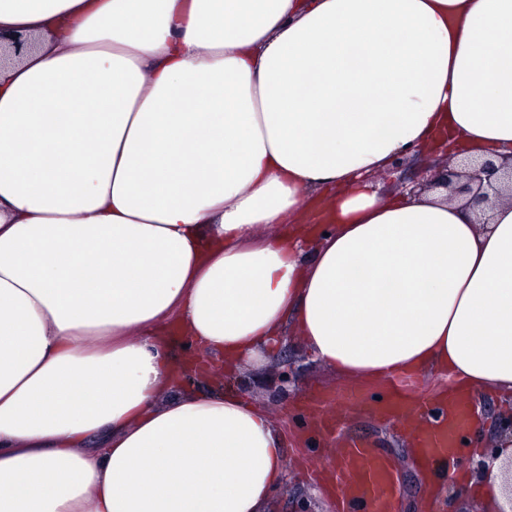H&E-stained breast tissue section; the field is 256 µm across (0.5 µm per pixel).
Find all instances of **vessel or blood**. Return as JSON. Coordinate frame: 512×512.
Masks as SVG:
<instances>
[{
  "label": "vessel or blood",
  "instance_id": "1",
  "mask_svg": "<svg viewBox=\"0 0 512 512\" xmlns=\"http://www.w3.org/2000/svg\"><path fill=\"white\" fill-rule=\"evenodd\" d=\"M405 394V385H393L390 395L378 409L379 414L399 416L409 408ZM411 408L427 418L426 425L413 432L416 460L427 463L465 455L462 437L470 426L466 399L452 394L446 401H419ZM336 480L341 490V512H396V472L386 455L370 443L350 441L337 461Z\"/></svg>",
  "mask_w": 512,
  "mask_h": 512
}]
</instances>
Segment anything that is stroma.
Listing matches in <instances>:
<instances>
[{
	"label": "stroma",
	"instance_id": "stroma-1",
	"mask_svg": "<svg viewBox=\"0 0 512 512\" xmlns=\"http://www.w3.org/2000/svg\"><path fill=\"white\" fill-rule=\"evenodd\" d=\"M219 377L232 381L236 392L265 408L285 435L287 481L275 493L271 512H336L335 500L326 488V473L337 448H319L298 439V409L317 395L339 411L340 438L368 440L391 457L400 483L398 512H420L428 485L410 453L407 432L396 422L381 421L349 400L350 385L311 362L297 338H289L263 366L245 364L231 373L220 372Z\"/></svg>",
	"mask_w": 512,
	"mask_h": 512
}]
</instances>
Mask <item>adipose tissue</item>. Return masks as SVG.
<instances>
[{"label": "adipose tissue", "mask_w": 512, "mask_h": 512, "mask_svg": "<svg viewBox=\"0 0 512 512\" xmlns=\"http://www.w3.org/2000/svg\"><path fill=\"white\" fill-rule=\"evenodd\" d=\"M0 34L35 42L0 69V512H266L280 428L195 383L291 335L512 402V200L374 183L512 158V0H0ZM382 185L391 183L397 188H405L406 186L420 181L419 172L409 159L403 158L402 164L398 169H393L389 175L380 178Z\"/></svg>", "instance_id": "obj_1"}]
</instances>
